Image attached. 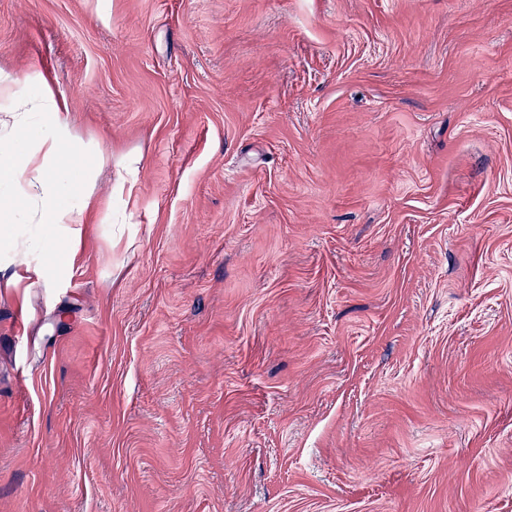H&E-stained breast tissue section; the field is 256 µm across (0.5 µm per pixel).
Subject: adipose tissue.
Listing matches in <instances>:
<instances>
[{
	"label": "adipose tissue",
	"mask_w": 512,
	"mask_h": 512,
	"mask_svg": "<svg viewBox=\"0 0 512 512\" xmlns=\"http://www.w3.org/2000/svg\"><path fill=\"white\" fill-rule=\"evenodd\" d=\"M37 139L43 156L29 158L25 163L20 162L18 152L0 149V185L14 186L23 192L30 205L29 217L43 225L45 239L53 247L60 241V232L69 219L68 208L60 203L67 178L61 172L46 168L44 162L57 156L62 144L45 132L38 133Z\"/></svg>",
	"instance_id": "1"
}]
</instances>
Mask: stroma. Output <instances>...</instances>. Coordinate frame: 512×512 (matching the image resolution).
Listing matches in <instances>:
<instances>
[{
	"instance_id": "obj_1",
	"label": "stroma",
	"mask_w": 512,
	"mask_h": 512,
	"mask_svg": "<svg viewBox=\"0 0 512 512\" xmlns=\"http://www.w3.org/2000/svg\"><path fill=\"white\" fill-rule=\"evenodd\" d=\"M1 79L0 512H512V0H0ZM1 93L4 98L16 101L13 110L6 112L14 120V125L17 127H26L33 124L32 112H46L52 103L51 93L47 88H44L38 96L27 100H17L12 88L1 83ZM37 139L44 162L57 156L62 149L61 142L51 134L41 131ZM44 162L39 164L32 156L27 163H21L18 151L0 148V184L4 187L13 185L24 192L25 200L31 206L27 210L29 217L43 224L46 242L54 248L61 240L60 232L69 219V209L60 204L68 179L61 172L50 171ZM44 201L48 203L47 207L43 205ZM51 202L55 204L50 207Z\"/></svg>"
}]
</instances>
